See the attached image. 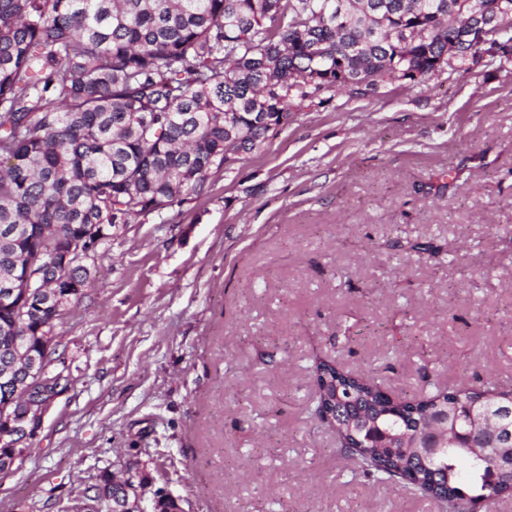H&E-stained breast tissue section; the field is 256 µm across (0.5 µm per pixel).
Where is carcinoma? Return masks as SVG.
Listing matches in <instances>:
<instances>
[{
    "label": "carcinoma",
    "instance_id": "1",
    "mask_svg": "<svg viewBox=\"0 0 512 512\" xmlns=\"http://www.w3.org/2000/svg\"><path fill=\"white\" fill-rule=\"evenodd\" d=\"M467 0H0V293L38 264L45 292L25 317L0 303V369L23 355L44 357L52 331L75 296L59 284L72 244L69 279L87 287L89 261L103 239L96 224H130L199 193L224 147L258 149L288 119L305 88L365 90L388 79L419 83L466 68L448 57L454 14ZM314 414L326 421L344 404L340 444L364 472L402 480L469 512L512 497V475L493 482L487 461L448 448L433 468L413 453L395 458L359 447L366 420L396 438L412 433L443 402L464 406L480 393L391 399L375 382L316 358ZM65 353L53 347L44 380L68 381ZM112 512V474L80 493Z\"/></svg>",
    "mask_w": 512,
    "mask_h": 512
}]
</instances>
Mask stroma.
Returning <instances> with one entry per match:
<instances>
[{
  "instance_id": "obj_1",
  "label": "stroma",
  "mask_w": 512,
  "mask_h": 512,
  "mask_svg": "<svg viewBox=\"0 0 512 512\" xmlns=\"http://www.w3.org/2000/svg\"><path fill=\"white\" fill-rule=\"evenodd\" d=\"M95 267L0 512H76L106 470L185 512H442L343 454L311 365L402 398L512 389V64L292 100L199 194L116 225Z\"/></svg>"
}]
</instances>
